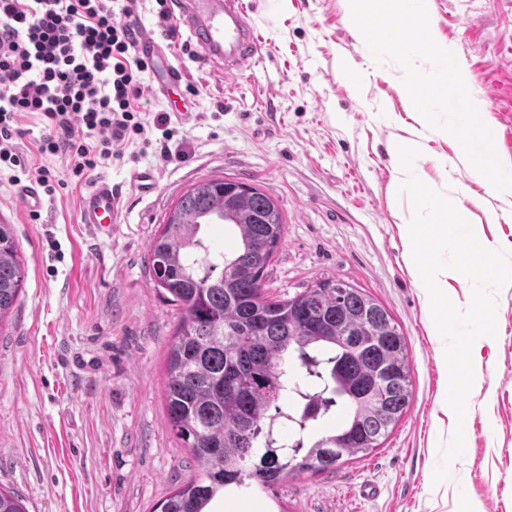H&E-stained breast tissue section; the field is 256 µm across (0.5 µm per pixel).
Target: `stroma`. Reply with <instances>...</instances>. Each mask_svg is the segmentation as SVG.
Masks as SVG:
<instances>
[{"label":"stroma","instance_id":"obj_1","mask_svg":"<svg viewBox=\"0 0 512 512\" xmlns=\"http://www.w3.org/2000/svg\"><path fill=\"white\" fill-rule=\"evenodd\" d=\"M262 46L244 75L224 77L182 54L179 31L169 61L185 83L148 89L139 108L146 135L159 117L187 155L169 163L140 142L96 168L121 195L119 225L98 238L78 201L88 180L45 197L39 221L18 188L0 178V216L13 227L27 266L23 289L0 330V487L28 512H154L195 474L164 406L165 366L179 313L154 285L148 245L171 205L193 184L223 178L274 197L285 235L266 274L270 297H289L330 277L365 290L401 326L410 352L412 400L379 448L336 470L288 478L272 488L226 491L215 512H512V284L495 294L497 334L482 351L484 382L467 400L463 455L434 483L438 447L454 426L439 407L445 374L430 332L423 287L405 263L403 226L413 215L399 189L393 148L415 143L416 175L463 199L484 236L512 243V216L493 187L474 183L455 160L456 140L421 128L395 62H375L351 19L349 0H243ZM434 39L452 51L483 120L504 143L512 167V8L504 0H426ZM365 70L352 86L343 60ZM201 89L187 95L185 84ZM18 148L32 167L64 171L40 155L45 123L19 119ZM154 176L139 189L137 173ZM377 485L376 497L359 493Z\"/></svg>","mask_w":512,"mask_h":512}]
</instances>
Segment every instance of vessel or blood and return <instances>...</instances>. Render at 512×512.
I'll use <instances>...</instances> for the list:
<instances>
[{
    "mask_svg": "<svg viewBox=\"0 0 512 512\" xmlns=\"http://www.w3.org/2000/svg\"><path fill=\"white\" fill-rule=\"evenodd\" d=\"M179 21L200 48L202 64L235 75L261 60L262 46L241 0H183ZM120 195L110 182L96 180L81 196L79 210L93 234H111L118 224Z\"/></svg>",
    "mask_w": 512,
    "mask_h": 512,
    "instance_id": "1",
    "label": "vessel or blood"
}]
</instances>
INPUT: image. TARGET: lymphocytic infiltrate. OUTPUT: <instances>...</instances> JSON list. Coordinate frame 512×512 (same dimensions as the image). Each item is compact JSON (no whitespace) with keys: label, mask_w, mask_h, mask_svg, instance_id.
<instances>
[{"label":"lymphocytic infiltrate","mask_w":512,"mask_h":512,"mask_svg":"<svg viewBox=\"0 0 512 512\" xmlns=\"http://www.w3.org/2000/svg\"><path fill=\"white\" fill-rule=\"evenodd\" d=\"M137 0H0V171L10 183L36 174L46 194L64 181L31 168L14 143L18 118L39 113L49 129L40 155H61L73 180L119 158L145 132L137 109L153 65L130 19Z\"/></svg>","instance_id":"f902f5d3"}]
</instances>
